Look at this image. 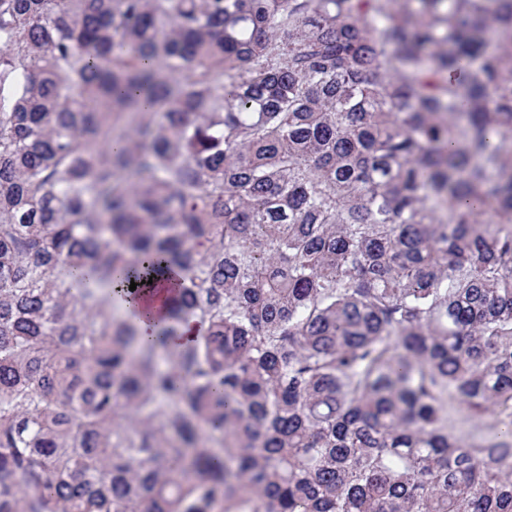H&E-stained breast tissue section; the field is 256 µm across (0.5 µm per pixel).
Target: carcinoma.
<instances>
[{"label": "carcinoma", "instance_id": "carcinoma-1", "mask_svg": "<svg viewBox=\"0 0 512 512\" xmlns=\"http://www.w3.org/2000/svg\"><path fill=\"white\" fill-rule=\"evenodd\" d=\"M0 512H512V0H0ZM158 285L159 287H157ZM167 288L168 286L164 282H156L141 294L139 311L143 315L141 324L144 328L152 327L165 315L168 308Z\"/></svg>", "mask_w": 512, "mask_h": 512}]
</instances>
